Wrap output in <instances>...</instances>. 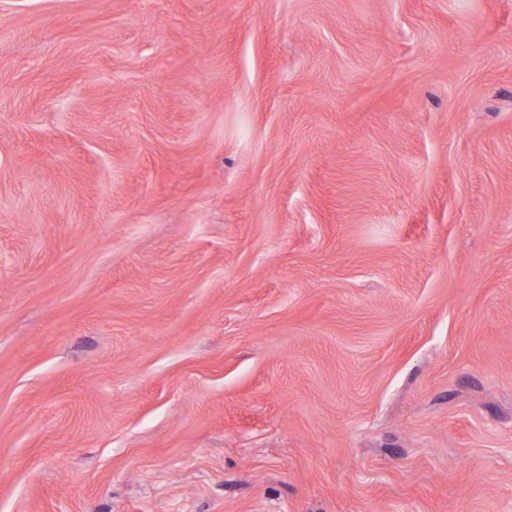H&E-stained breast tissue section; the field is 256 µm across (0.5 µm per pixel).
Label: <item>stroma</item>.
<instances>
[{
  "mask_svg": "<svg viewBox=\"0 0 512 512\" xmlns=\"http://www.w3.org/2000/svg\"><path fill=\"white\" fill-rule=\"evenodd\" d=\"M0 512H512V0H0Z\"/></svg>",
  "mask_w": 512,
  "mask_h": 512,
  "instance_id": "stroma-1",
  "label": "stroma"
}]
</instances>
